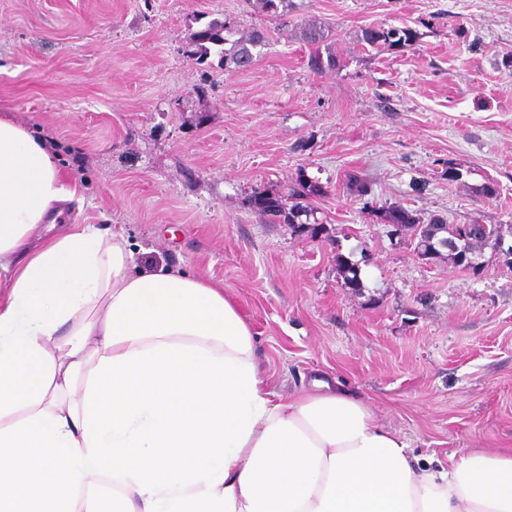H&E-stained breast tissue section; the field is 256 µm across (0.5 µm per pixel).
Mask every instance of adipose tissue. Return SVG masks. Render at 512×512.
Returning a JSON list of instances; mask_svg holds the SVG:
<instances>
[{
	"label": "adipose tissue",
	"mask_w": 512,
	"mask_h": 512,
	"mask_svg": "<svg viewBox=\"0 0 512 512\" xmlns=\"http://www.w3.org/2000/svg\"><path fill=\"white\" fill-rule=\"evenodd\" d=\"M76 195L0 116V512H512V450L421 458L325 379L273 391L223 288L58 230Z\"/></svg>",
	"instance_id": "obj_1"
}]
</instances>
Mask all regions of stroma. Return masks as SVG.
<instances>
[{
    "mask_svg": "<svg viewBox=\"0 0 512 512\" xmlns=\"http://www.w3.org/2000/svg\"><path fill=\"white\" fill-rule=\"evenodd\" d=\"M214 19L267 28L250 70L191 54ZM312 22L344 68L310 70ZM369 26L418 38L366 49ZM4 112L82 193L60 223L123 227L137 261L222 284L273 389L336 379L424 457L512 448V258L484 250L477 275L421 259L346 189L356 176L425 221L512 225V0H292L282 21L260 0H0ZM301 173L329 188L319 240L245 204ZM488 180L496 198L475 192ZM336 267L346 285L355 290H361L363 281L360 276L361 270L357 263L352 262L348 257L339 253L336 254Z\"/></svg>",
    "mask_w": 512,
    "mask_h": 512,
    "instance_id": "35a3bbf8",
    "label": "stroma"
}]
</instances>
